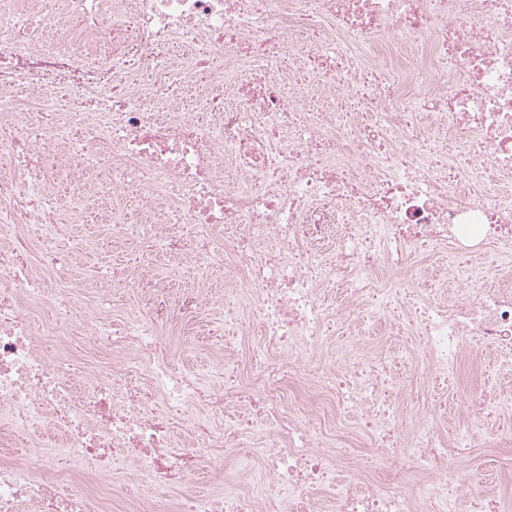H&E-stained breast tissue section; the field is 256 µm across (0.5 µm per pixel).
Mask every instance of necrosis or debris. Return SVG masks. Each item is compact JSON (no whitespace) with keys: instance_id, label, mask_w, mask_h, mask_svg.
<instances>
[{"instance_id":"4bbe7bcc","label":"necrosis or debris","mask_w":512,"mask_h":512,"mask_svg":"<svg viewBox=\"0 0 512 512\" xmlns=\"http://www.w3.org/2000/svg\"><path fill=\"white\" fill-rule=\"evenodd\" d=\"M0 164L18 182L0 190V447L36 434L0 457V512H512L458 464L512 446V403L470 387L450 434L399 399L406 363L426 380L512 359V198L485 186L512 181V0H0ZM99 170L112 248L144 260L75 295L45 258ZM160 244L223 288L154 281ZM160 294L188 344L222 308L247 364L218 347L177 368ZM347 318L384 321L405 356L362 331L354 358L327 355ZM205 470L225 474L215 499L149 494Z\"/></svg>"}]
</instances>
